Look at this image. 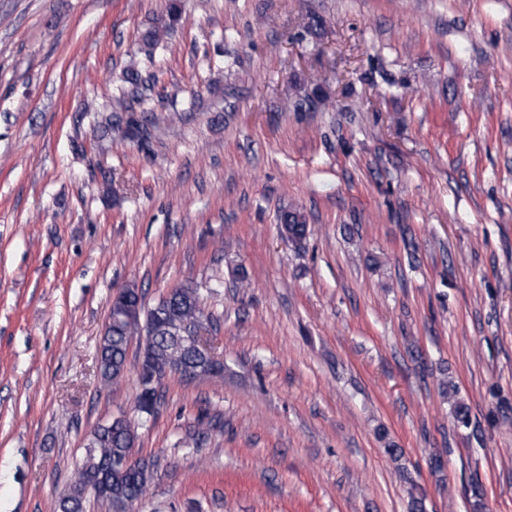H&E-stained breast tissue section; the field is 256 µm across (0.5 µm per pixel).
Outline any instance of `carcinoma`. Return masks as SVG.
<instances>
[{
	"instance_id": "obj_1",
	"label": "carcinoma",
	"mask_w": 512,
	"mask_h": 512,
	"mask_svg": "<svg viewBox=\"0 0 512 512\" xmlns=\"http://www.w3.org/2000/svg\"><path fill=\"white\" fill-rule=\"evenodd\" d=\"M181 0H169L166 18L146 28L142 33L145 47L152 48L180 20ZM125 81L136 98L139 108L125 107L129 115L125 119L126 132L132 137L144 138L148 126L153 124L155 109L146 108V82L141 72L130 67ZM282 234L293 245L300 247L308 234L304 216L296 210H286L280 217ZM210 323L201 307L195 288H175L160 298L152 307L140 305V314L127 319L122 305L110 308L99 347L98 370L103 384L113 383L125 374L131 340L136 336L148 339L141 353L138 375V409L146 414L154 411L158 402L159 385L164 376L180 366H191L195 373L192 381H203L224 372V366L211 369L199 361L192 351L179 343L175 336H191L200 327ZM458 388L448 383V402L456 422L468 423L467 405L457 398ZM137 429L123 416L98 426L91 434L85 448L82 463L74 473L67 495L60 503L61 512H84V504L91 497L104 505L108 512H127L134 503L147 493L149 483L158 466V460L150 458L137 468L116 474L117 465L136 446Z\"/></svg>"
}]
</instances>
